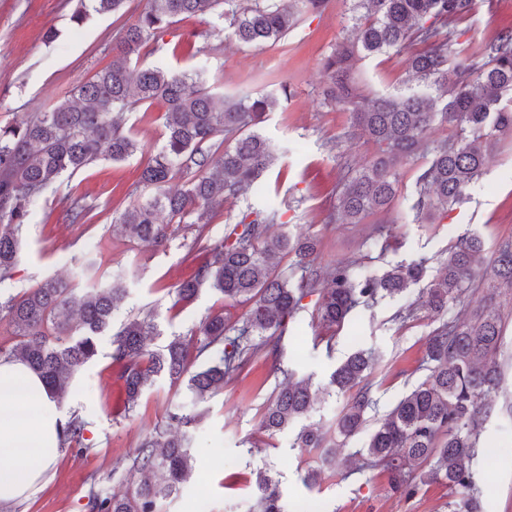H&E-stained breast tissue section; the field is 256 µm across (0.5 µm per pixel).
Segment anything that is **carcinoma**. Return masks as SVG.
Segmentation results:
<instances>
[{"label": "carcinoma", "mask_w": 512, "mask_h": 512, "mask_svg": "<svg viewBox=\"0 0 512 512\" xmlns=\"http://www.w3.org/2000/svg\"><path fill=\"white\" fill-rule=\"evenodd\" d=\"M298 2L318 13L328 0H147L119 30L111 63L50 111L0 128V283L17 267L24 226L47 195H59L67 223L93 226L97 214L85 197L61 192L65 177L99 161L121 162L145 151L126 131L124 113L160 99L166 104V138L139 177L151 195L113 217L112 233L164 247L175 228L160 223L159 215L165 212L180 222L192 218L196 243L207 258L172 285V307L189 304L206 286L226 301L250 304L233 322L222 310L211 313L190 338L176 336L153 351L147 345L158 334L152 315L112 329V317L125 298L120 283L48 279L5 297L0 320L7 321L13 343H0V357L27 364L58 402L68 396L73 375L98 354L101 336H112V367L123 412L132 411L143 392L164 377L173 383L187 380L188 389L203 401L255 356L279 355L288 320L304 308L305 298L318 296L317 316L334 328L355 309L402 294L426 276V259L369 276L343 263L322 267L316 264V239L273 231L279 221L275 210L253 220L246 213L224 237L213 241L209 236L214 209L243 195L273 162L270 144L254 127L280 98H217L197 74L133 67L132 60L146 43L163 40L177 19L215 11L239 43H276L296 24ZM127 3L79 0L70 20L80 25L94 13L118 12ZM473 6L474 0H356L353 45L323 59L329 80L324 98L352 114L342 139L364 137L376 154L344 179L330 222L360 224L371 215L387 214L397 194L398 168L421 151L430 159L416 175L412 209L419 220L446 214L483 174L500 137L512 133V30L477 53L451 51L460 36L456 23L470 16ZM410 45L422 49L408 59L412 84L407 92L368 98L359 91L357 52L371 55ZM436 126L450 128L451 134L431 139ZM286 256L292 258L290 269L300 272L295 281L278 272ZM437 264L422 306L444 315L464 303L479 274L512 290V237L499 241L487 257L481 238L466 232ZM499 308L491 294L473 310L472 320L446 319L430 332L425 345L428 374L379 419L366 446L357 451L367 467L387 474L392 490L411 495L422 484L442 482L460 494L452 512H475L473 460L484 424L495 412L490 394L502 380ZM373 363L371 355L356 351L316 388L308 378L284 373L265 406L262 429L275 435L307 420L321 396L336 393L344 403L335 433L354 436L374 405ZM85 426L82 416L71 415L62 445H82ZM297 446L328 449V431L306 424ZM130 461L129 471L142 475L139 483L123 496L90 493L91 512H160L161 502L191 474L190 441L157 430L142 439ZM335 464V453L328 450L305 481L316 483ZM255 487L254 512H284L278 482L269 472L257 473Z\"/></svg>", "instance_id": "1"}]
</instances>
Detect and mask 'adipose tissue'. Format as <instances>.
Wrapping results in <instances>:
<instances>
[{
    "instance_id": "1",
    "label": "adipose tissue",
    "mask_w": 512,
    "mask_h": 512,
    "mask_svg": "<svg viewBox=\"0 0 512 512\" xmlns=\"http://www.w3.org/2000/svg\"><path fill=\"white\" fill-rule=\"evenodd\" d=\"M67 422L42 379L0 358V503L33 496L60 451Z\"/></svg>"
}]
</instances>
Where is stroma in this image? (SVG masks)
I'll list each match as a JSON object with an SVG mask.
<instances>
[{
	"mask_svg": "<svg viewBox=\"0 0 512 512\" xmlns=\"http://www.w3.org/2000/svg\"><path fill=\"white\" fill-rule=\"evenodd\" d=\"M353 0H329L319 15L301 12L297 25L277 43L241 45L231 37L223 19L211 15L172 24L167 39L177 43L194 35L201 54L145 48L143 66L175 73H202L214 95L257 97L288 88L290 96L267 114L260 127L277 159L246 195L227 200L216 210L212 238H221L227 225L242 214L279 211L282 232L318 238L320 265L357 262L360 272L379 273L418 258H436L467 231L477 232L486 251L512 236V135L502 139L485 173L467 190L466 200L445 219L414 220L415 173L426 165L419 156L400 170L398 195L387 214L389 247L369 242L374 223L331 224L340 181L347 167H361L375 149L362 140L336 148L337 137L349 130L352 116L343 106L324 101L326 78L322 60L334 49L353 43ZM69 0H0V126L49 111L79 81L92 77L112 59L115 34L126 19L118 14L93 15L83 25L70 20ZM55 28L57 37L43 34ZM457 47L466 53L502 31L512 29V0H476L472 15L457 25ZM409 50L359 57L356 75L364 95L376 97L408 87ZM162 102L136 106L126 115V128L147 147L125 161H103L76 173L69 185L85 195L100 214L93 231L63 221L56 196L50 195L32 212L21 246V260L0 293L17 294L51 277L79 278L94 262L99 278L119 281L128 291L124 308L112 323L153 313L157 336L149 347L161 349L175 336L189 334L210 312L221 309L237 319L246 304L225 306L222 296L202 288L195 300L172 308L168 288L186 270L196 250L192 226L180 224L167 246L157 249L113 236L107 227L113 215L132 202L144 200L138 185L147 152L164 141ZM422 285L372 308L358 309L343 327L331 330L317 317L315 297L288 324L278 359L254 358L244 370L224 381L223 389L195 404L185 384L158 380L144 391L136 408L123 412L114 404L118 385L112 376L109 337H101L99 352L73 382V392L61 403L64 414H81L86 422L82 448H62L48 472L47 484L28 499L10 503L11 512H90L91 491L123 494L139 480L128 473L130 456L142 436L168 428L169 416L180 406H194L200 419L190 426V453L196 470L161 512H248L254 497L255 474L270 470L279 484L286 512H450L453 496L445 485L420 486L410 497L391 492L385 473L363 467L355 452L365 446L379 418L408 393L426 373L425 341L438 325L437 315L418 309L416 317L396 320L398 310L418 300ZM504 322L498 354L504 383L493 399L496 413L485 423L473 467L477 473L481 512H512V291H496ZM358 349L372 351L377 366L371 375L376 399L367 412L365 430L341 442L338 465L315 485L303 478L314 467L319 450L296 445L297 427L274 437L259 430L264 406L280 375L273 362L297 376L327 383L345 357Z\"/></svg>",
	"mask_w": 512,
	"mask_h": 512,
	"instance_id": "obj_1",
	"label": "stroma"
}]
</instances>
